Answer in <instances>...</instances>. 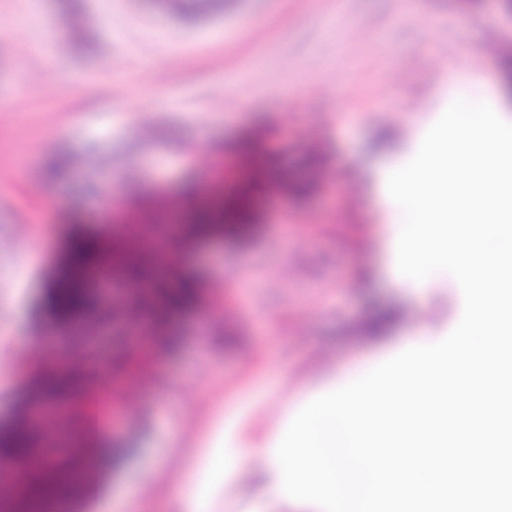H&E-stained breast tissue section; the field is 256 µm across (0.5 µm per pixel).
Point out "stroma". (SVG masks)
I'll list each match as a JSON object with an SVG mask.
<instances>
[{"instance_id": "obj_1", "label": "stroma", "mask_w": 512, "mask_h": 512, "mask_svg": "<svg viewBox=\"0 0 512 512\" xmlns=\"http://www.w3.org/2000/svg\"><path fill=\"white\" fill-rule=\"evenodd\" d=\"M1 19L0 457L57 429L69 407L40 387L73 358L95 382L98 419L80 440L96 465L70 512H111L132 486L130 512H175L177 490L200 493L205 512H254L250 480L206 486L215 454L266 447L286 406L396 356L409 336L437 343L461 318L462 295L440 293L446 273L427 297L396 279L387 180L455 100L497 93L512 123L499 69L479 86L448 82L489 40L512 55V8L229 0L188 22L157 0H0ZM257 160L265 189L250 227H191L170 246L197 288L151 358L126 357L140 289L108 307L92 283L83 317L56 308L74 238L150 232L190 207L185 184L216 196ZM381 307L401 319L365 335ZM90 336L134 390L111 392Z\"/></svg>"}]
</instances>
